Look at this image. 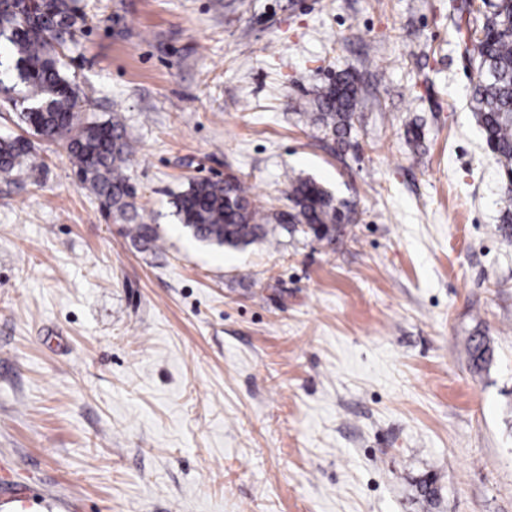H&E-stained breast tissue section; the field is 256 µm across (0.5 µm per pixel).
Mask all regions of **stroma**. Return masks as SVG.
<instances>
[{"label": "stroma", "instance_id": "obj_1", "mask_svg": "<svg viewBox=\"0 0 512 512\" xmlns=\"http://www.w3.org/2000/svg\"><path fill=\"white\" fill-rule=\"evenodd\" d=\"M461 2L76 0L64 70L84 117L122 121L160 240L0 106L31 144L0 172V460L41 512H512V197ZM344 70L340 142L310 100ZM229 175L282 213L312 178L351 219L331 244L201 245L172 196ZM467 354L472 368L479 372L493 359V348L486 336H473L467 345Z\"/></svg>", "mask_w": 512, "mask_h": 512}]
</instances>
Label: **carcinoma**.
Wrapping results in <instances>:
<instances>
[{
  "label": "carcinoma",
  "mask_w": 512,
  "mask_h": 512,
  "mask_svg": "<svg viewBox=\"0 0 512 512\" xmlns=\"http://www.w3.org/2000/svg\"><path fill=\"white\" fill-rule=\"evenodd\" d=\"M480 35L468 36V50L478 63L473 88L474 111L488 146L505 175L512 176V0L486 4ZM75 0H0V96L18 121L35 136L62 140L81 187L101 206L126 222L137 212L125 174L131 147L123 127L112 122H82L78 94L63 72L60 51L82 31ZM318 120L339 139L350 133L358 100L354 75L345 71L313 90ZM30 146L20 139H0V172L20 166ZM288 216L271 217L249 198L241 180H191L172 205L183 227L205 246L237 249L267 240L277 232H300L333 241L349 219L347 205L309 178L290 180ZM135 244L147 250L159 238L150 224L132 228ZM472 368L479 372L493 359L485 336L467 345Z\"/></svg>",
  "instance_id": "cac0c4a2"
}]
</instances>
